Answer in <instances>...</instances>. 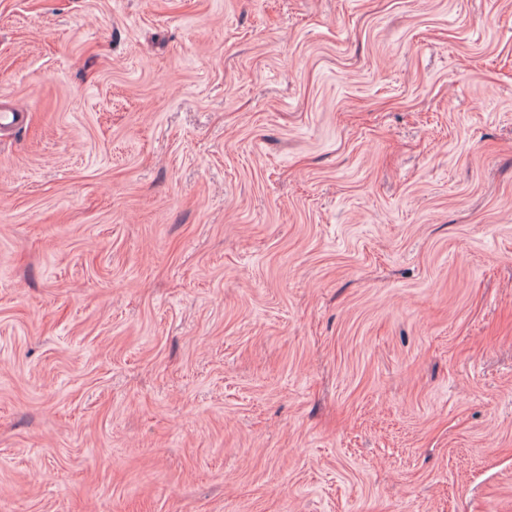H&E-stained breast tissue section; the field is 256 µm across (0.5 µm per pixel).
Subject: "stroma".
Listing matches in <instances>:
<instances>
[{
  "instance_id": "obj_1",
  "label": "stroma",
  "mask_w": 512,
  "mask_h": 512,
  "mask_svg": "<svg viewBox=\"0 0 512 512\" xmlns=\"http://www.w3.org/2000/svg\"><path fill=\"white\" fill-rule=\"evenodd\" d=\"M0 512H512V0H0Z\"/></svg>"
}]
</instances>
